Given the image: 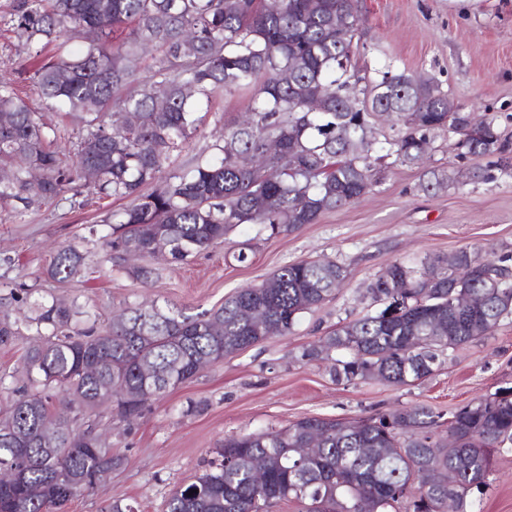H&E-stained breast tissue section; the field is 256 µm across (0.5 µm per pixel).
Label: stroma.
Segmentation results:
<instances>
[{"instance_id": "35a3bbf8", "label": "stroma", "mask_w": 512, "mask_h": 512, "mask_svg": "<svg viewBox=\"0 0 512 512\" xmlns=\"http://www.w3.org/2000/svg\"><path fill=\"white\" fill-rule=\"evenodd\" d=\"M15 0H0V79L13 80L31 107L44 111L60 145L74 147L82 127L59 109H44L32 87L43 55L29 46L10 20ZM355 42L360 75L374 77L392 67L433 77L464 111L512 116V0H360ZM245 94H222L197 134L174 162L187 170L225 128L241 122ZM446 132H435L423 163L384 159L383 179L354 204L326 212L313 224L269 236L255 224L233 229L210 249L176 262L153 258L160 275L141 281L115 269L100 246L112 218L128 200L98 198L91 184L76 179L71 191L24 211L0 207V317L24 312V289L34 297L76 300L108 324L129 306L158 301L186 316L219 308L235 290L255 285L286 263L329 259L348 276L330 302L303 315L291 334L276 336L205 367L196 379L168 392L141 418L104 423L107 444L128 457L124 468L63 512H102L118 500L135 512H165L175 487L189 484L217 460L225 438L283 428L304 418L359 420L421 404L447 412L512 387V318L492 335L449 351L432 375L412 386L378 381L334 380L333 358L302 359L303 348L322 342L338 322L379 310L368 292L386 266L443 258L472 246L488 258L512 253V169L491 182L466 181L425 192L433 172L455 166ZM77 246L85 258L83 278H48L56 248ZM245 250L246 262L233 254ZM474 512H512V452L492 458L487 484L474 494Z\"/></svg>"}]
</instances>
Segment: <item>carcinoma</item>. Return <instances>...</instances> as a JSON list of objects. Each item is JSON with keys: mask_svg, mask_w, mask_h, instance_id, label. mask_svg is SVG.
<instances>
[{"mask_svg": "<svg viewBox=\"0 0 512 512\" xmlns=\"http://www.w3.org/2000/svg\"><path fill=\"white\" fill-rule=\"evenodd\" d=\"M358 9L359 0H282L276 11L265 0H17L14 17L26 42L55 43L34 85L46 107L65 108L86 134L72 167L42 114L0 80V172L7 173L0 203L27 208L53 200L92 171L99 196L132 200L117 216L119 227L102 237L103 250L117 269L147 278L152 269L127 266L128 254L145 261L163 243L172 259L184 261L242 224L286 234L352 204L381 182L371 162L377 145L397 162L416 164L429 135L446 129L458 136L461 154L508 163L509 140L496 119L470 129L468 113L430 77L388 67L357 88L361 78L350 71V59ZM75 35L83 39L78 50L70 46ZM183 41L194 46L192 56L178 53ZM148 43L161 53L152 76L116 98L137 81ZM239 91L251 92L250 120L224 129L209 157L163 177L211 100ZM318 94L320 112L311 107ZM113 108L139 113L140 123L111 126ZM387 112L393 134L381 143L372 119ZM272 140L279 157L240 164V155L260 156ZM492 178L489 169H453L422 190ZM150 184L157 188L143 192ZM508 268L511 254L490 261L479 248L457 251L452 268L432 262L417 271L394 262L370 286L384 307L332 330L302 358L342 351L349 358L334 368L338 382L411 385L430 375L447 350L481 340L512 315V281L495 288L488 278ZM83 271L82 252L66 246L47 275L65 282ZM346 277L347 268L334 261L292 262L194 318L153 302L99 328L88 325L89 311L62 299L28 302L21 320L0 318V345L23 325L39 336L22 366L24 385L0 409V466L18 473L0 484V512H60L92 491L99 471L125 462L101 439L103 415L139 417L196 377L200 362L217 363L269 339L270 324L280 336L291 333ZM463 292L485 303L460 313L452 301ZM47 420L58 426L52 445L42 437ZM315 434L317 449L302 455ZM504 450H512V387L447 417L420 404L366 420L305 417L225 440L221 462L173 489L166 508L276 512L293 499L302 512H446L450 504L454 512H473L469 493L486 485L493 453ZM257 459L265 463L262 483L253 479Z\"/></svg>", "mask_w": 512, "mask_h": 512, "instance_id": "obj_1", "label": "carcinoma"}]
</instances>
